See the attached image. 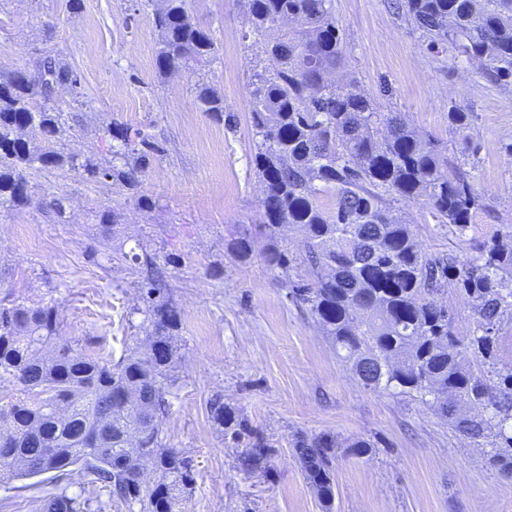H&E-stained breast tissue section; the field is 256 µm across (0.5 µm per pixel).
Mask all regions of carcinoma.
I'll return each instance as SVG.
<instances>
[{
    "mask_svg": "<svg viewBox=\"0 0 512 512\" xmlns=\"http://www.w3.org/2000/svg\"><path fill=\"white\" fill-rule=\"evenodd\" d=\"M160 36L159 73L205 67L215 52L212 34L190 13L187 0H145ZM246 37L269 64L249 78L253 167L267 188L265 232L285 228L305 243L308 279L289 276L291 261L277 246L265 253L280 270L292 301L305 307L366 389L408 396L448 419L463 440L493 438L489 463L512 475V365L485 371L504 316L512 317V244L491 240L478 257L458 261L422 249L392 201L424 200L440 224L460 232L480 196L468 159L425 139L398 112H382L374 97L339 74L346 49L330 0H244ZM393 8L432 45L446 44L478 64L486 79L512 87V0H393ZM293 19L291 28L283 20ZM336 75L333 84L326 76ZM78 76L46 51L27 68L0 75V206L30 201L28 170H69L89 182L111 180L135 195L150 157L160 147L143 129L111 122L102 139L115 141L113 163L90 153H65L59 144L79 121L62 109L58 90ZM195 103L218 121L224 99L198 88ZM473 115L456 105L448 125L470 139ZM330 191L326 208L320 194ZM145 314L154 333L118 361L59 341L57 305L0 303V381L15 397L0 405V485L50 472L63 479L77 469L86 484L108 491L140 512H178L191 485L189 460L163 444L168 413L165 386L177 351L181 315L154 258L145 255ZM454 282L472 304L470 336L453 332V317L435 302ZM215 425L233 441L248 437L242 466L264 468L269 443L233 405L210 403ZM105 437V449L98 439ZM336 439L320 435L294 444L311 486L333 498ZM157 474L147 481L140 461ZM92 497H40V512H89Z\"/></svg>",
    "mask_w": 512,
    "mask_h": 512,
    "instance_id": "obj_1",
    "label": "carcinoma"
}]
</instances>
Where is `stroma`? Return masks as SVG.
<instances>
[{"instance_id": "obj_1", "label": "stroma", "mask_w": 512, "mask_h": 512, "mask_svg": "<svg viewBox=\"0 0 512 512\" xmlns=\"http://www.w3.org/2000/svg\"><path fill=\"white\" fill-rule=\"evenodd\" d=\"M390 0H332L346 70L382 111L405 113L452 156L474 146V186L484 207L465 232L437 223L423 202L401 209L427 250L477 257L491 238L512 235V89L490 84L477 65L431 47ZM216 42L211 63L159 75L152 10L143 0H0V73L56 51L75 70L84 98L64 152H98L113 121L144 127L163 148L146 168L140 196L67 170H29L31 202L0 207V298L58 303L60 337L120 358L152 332L136 256L154 257L182 325L178 361L161 421L167 447L194 473L181 512H512V476L486 463L487 449L460 439L422 405L364 389L306 311L265 262L262 185L253 169L249 76L266 65L252 46L241 0H189ZM389 91L379 94L380 82ZM224 99L225 126L194 102L198 85ZM473 114L471 143L448 127V109ZM65 197V213L51 201ZM112 215L102 230L100 212ZM249 239L240 255L235 245ZM220 397L268 439L265 470L244 472L245 445L209 416ZM333 435L334 499L325 507L295 453L297 438ZM365 440L372 453L349 444Z\"/></svg>"}]
</instances>
